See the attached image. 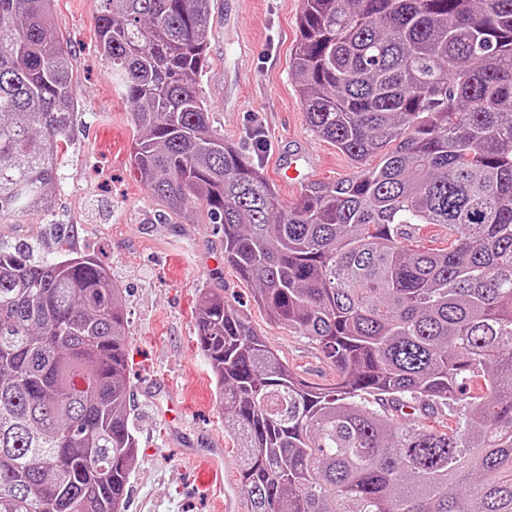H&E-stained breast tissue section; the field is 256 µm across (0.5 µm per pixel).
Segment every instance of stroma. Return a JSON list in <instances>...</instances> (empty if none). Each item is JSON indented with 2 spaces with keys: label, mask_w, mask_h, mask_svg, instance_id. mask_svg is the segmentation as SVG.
I'll use <instances>...</instances> for the list:
<instances>
[{
  "label": "stroma",
  "mask_w": 512,
  "mask_h": 512,
  "mask_svg": "<svg viewBox=\"0 0 512 512\" xmlns=\"http://www.w3.org/2000/svg\"><path fill=\"white\" fill-rule=\"evenodd\" d=\"M302 0H212L207 64L199 79L211 129L260 167L280 198L302 188L277 177L279 155L307 149L310 181H336L355 168L309 130L291 52ZM96 0H56L54 23L71 51L78 103L70 144L47 210L0 222V247H29L34 259L61 248L95 256L123 288L130 325V419L139 438L125 512H219L241 489L231 441L224 465L206 459L224 416L196 347L194 312L205 288L220 290L294 372L324 385L335 377L316 345L272 322L251 284L224 263L222 237L203 214L171 215L130 168L137 131L112 85L97 43Z\"/></svg>",
  "instance_id": "35a3bbf8"
}]
</instances>
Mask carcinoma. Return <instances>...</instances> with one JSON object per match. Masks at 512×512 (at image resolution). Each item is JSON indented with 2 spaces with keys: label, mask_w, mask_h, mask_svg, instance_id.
<instances>
[{
  "label": "carcinoma",
  "mask_w": 512,
  "mask_h": 512,
  "mask_svg": "<svg viewBox=\"0 0 512 512\" xmlns=\"http://www.w3.org/2000/svg\"><path fill=\"white\" fill-rule=\"evenodd\" d=\"M53 2L0 0V220L49 207L68 148ZM99 2L140 182L221 225L224 263L336 370L308 384L201 292L246 512H512V0H303L291 70L309 128L360 170L291 206L210 129L211 0ZM428 224L445 247L418 243ZM128 340L96 258L0 248V512H124Z\"/></svg>",
  "instance_id": "obj_1"
}]
</instances>
